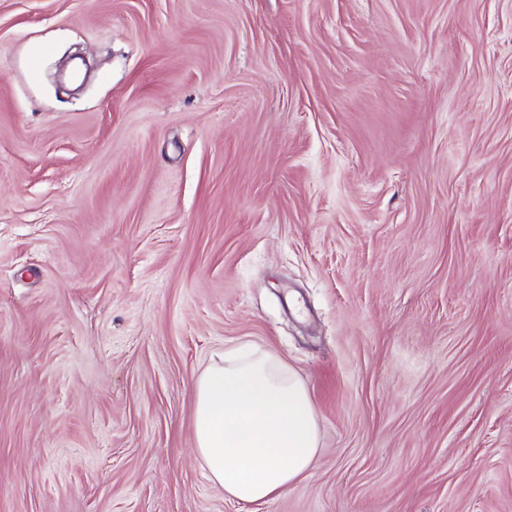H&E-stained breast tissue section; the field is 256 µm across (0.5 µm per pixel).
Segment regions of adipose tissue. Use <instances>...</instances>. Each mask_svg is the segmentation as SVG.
<instances>
[{
    "label": "adipose tissue",
    "instance_id": "ef3b65f1",
    "mask_svg": "<svg viewBox=\"0 0 512 512\" xmlns=\"http://www.w3.org/2000/svg\"><path fill=\"white\" fill-rule=\"evenodd\" d=\"M194 446L225 495L266 503L313 468L320 425L298 373L268 351L243 345L194 381Z\"/></svg>",
    "mask_w": 512,
    "mask_h": 512
}]
</instances>
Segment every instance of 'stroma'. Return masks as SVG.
Returning <instances> with one entry per match:
<instances>
[{"mask_svg":"<svg viewBox=\"0 0 512 512\" xmlns=\"http://www.w3.org/2000/svg\"><path fill=\"white\" fill-rule=\"evenodd\" d=\"M243 343L320 423L262 505ZM0 512H512V0H0ZM193 390L194 446L225 495L270 502L313 468L318 413L304 381L276 355L234 347L202 370Z\"/></svg>","mask_w":512,"mask_h":512,"instance_id":"35a3bbf8","label":"stroma"}]
</instances>
